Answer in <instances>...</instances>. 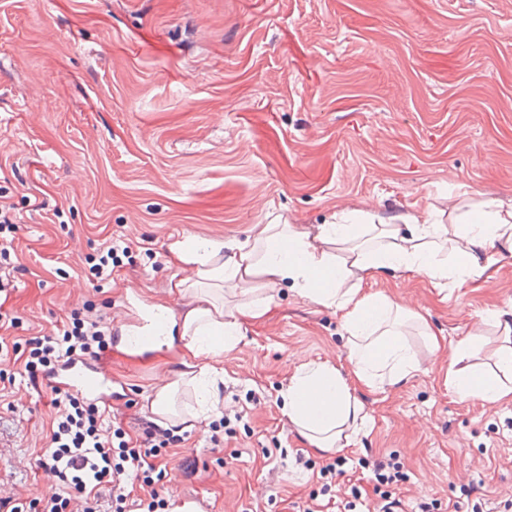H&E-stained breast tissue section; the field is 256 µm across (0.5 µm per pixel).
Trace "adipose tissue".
<instances>
[{"mask_svg": "<svg viewBox=\"0 0 512 512\" xmlns=\"http://www.w3.org/2000/svg\"><path fill=\"white\" fill-rule=\"evenodd\" d=\"M355 212L337 213L336 220L308 235L291 224H265L253 241L237 244L182 238L170 246L177 266L192 268L195 280H179L191 300L180 319H168L161 335L178 333L191 358L219 355L220 342H233L242 324L257 320L272 308L276 290L291 283L310 301L336 307L350 335L356 379L367 388L377 384V373L388 369L391 382L408 377L416 368L396 328L398 319L413 317V310L385 297L362 290L365 281L384 269L403 266L426 276L433 284L456 278H481L491 266L489 245L512 248V204L492 203L471 211L465 223L434 224L412 218L407 228L380 229L375 245L354 242L358 227ZM347 245L345 256L333 255L330 245ZM451 251L447 263L440 252ZM248 294L252 300L233 313H225L224 294ZM448 383L462 395H480L492 402L511 401L512 386L485 375L449 372ZM288 417L312 448L328 451L339 446L343 433L364 422L363 405L336 370L318 365L297 374L287 391Z\"/></svg>", "mask_w": 512, "mask_h": 512, "instance_id": "obj_1", "label": "adipose tissue"}]
</instances>
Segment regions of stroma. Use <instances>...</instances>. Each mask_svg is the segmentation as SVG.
Masks as SVG:
<instances>
[{
    "label": "stroma",
    "mask_w": 512,
    "mask_h": 512,
    "mask_svg": "<svg viewBox=\"0 0 512 512\" xmlns=\"http://www.w3.org/2000/svg\"><path fill=\"white\" fill-rule=\"evenodd\" d=\"M0 194L20 218L0 292V512H50L63 491L40 464L58 410L25 370L32 338L85 309L111 331L104 352L123 385L101 407L128 443L165 426L151 401L178 382L179 440L155 488L200 497L205 512H321L328 498L366 512L359 467L395 455L405 512H483L512 500V401L462 397L451 364L499 369L512 341V251L494 245L490 277L434 286L387 269L366 292L420 313L403 328L421 366L406 381L353 382L340 312L282 286L270 315L244 323L219 357L224 381L199 413L181 382V341L132 356L120 327L141 306L180 313L192 276L176 239H252L259 224L316 234L336 212L389 224L424 211L447 221L512 198V0H0ZM126 248L112 275L89 268L108 244ZM438 346H431L430 337ZM335 367L367 419L342 450L316 453L283 395L300 370ZM230 434L210 440L221 418ZM343 458L331 496L322 465Z\"/></svg>",
    "instance_id": "obj_1"
}]
</instances>
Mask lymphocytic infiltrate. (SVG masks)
<instances>
[{
  "mask_svg": "<svg viewBox=\"0 0 512 512\" xmlns=\"http://www.w3.org/2000/svg\"><path fill=\"white\" fill-rule=\"evenodd\" d=\"M71 319V328L62 334L32 340L30 358L25 364L30 378L50 380L62 362L94 359L105 349L107 326L98 320H85L76 312ZM50 392L60 416L43 458L65 488L85 495L91 486L110 487L112 512H125L124 475L130 470L136 481L150 489L147 512H162L164 501L152 488L155 468L150 461L170 443L169 430L153 428L145 439V448L136 450L122 441V429L105 433L96 404L55 386Z\"/></svg>",
  "mask_w": 512,
  "mask_h": 512,
  "instance_id": "lymphocytic-infiltrate-1",
  "label": "lymphocytic infiltrate"
}]
</instances>
